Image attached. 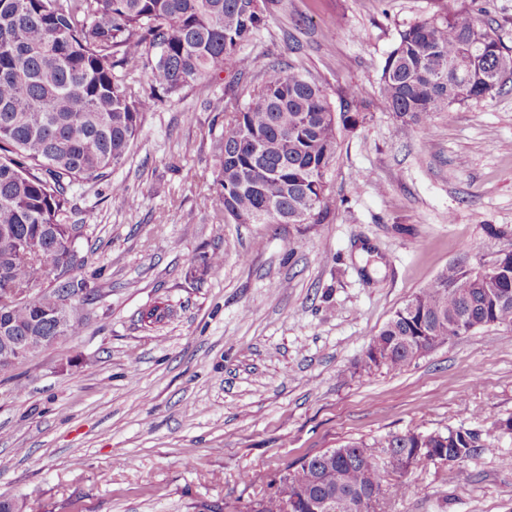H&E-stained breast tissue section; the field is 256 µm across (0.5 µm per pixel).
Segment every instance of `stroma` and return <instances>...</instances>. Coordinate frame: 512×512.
Wrapping results in <instances>:
<instances>
[{"mask_svg": "<svg viewBox=\"0 0 512 512\" xmlns=\"http://www.w3.org/2000/svg\"><path fill=\"white\" fill-rule=\"evenodd\" d=\"M495 23L512 0H266L240 81L193 83L146 112L110 183L74 190L97 295L76 336L0 376V497L19 512H243L289 465L350 441L512 417V330L486 326L396 372L365 351L449 263L512 249V80L422 125L375 109L401 30L446 8ZM272 63L307 71L339 129L322 224H216L211 134ZM224 267L187 278L202 254ZM171 314L155 327L141 312ZM454 466L414 465L379 512H512V434Z\"/></svg>", "mask_w": 512, "mask_h": 512, "instance_id": "obj_1", "label": "stroma"}]
</instances>
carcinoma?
Masks as SVG:
<instances>
[{
  "instance_id": "1",
  "label": "carcinoma",
  "mask_w": 512,
  "mask_h": 512,
  "mask_svg": "<svg viewBox=\"0 0 512 512\" xmlns=\"http://www.w3.org/2000/svg\"><path fill=\"white\" fill-rule=\"evenodd\" d=\"M264 22L259 0H0V291L44 289L13 305L0 334L75 336L95 288L81 276L88 258L69 244L72 189L102 181L125 160L155 93L175 94L219 73H248L241 51ZM159 49L152 55V49ZM512 76V50L496 29L464 9L437 12L399 34L373 106L419 125L456 104L493 96L497 76ZM147 77L151 91L140 90ZM212 139L221 206L214 219L236 224H319L332 202L326 180L338 126L360 113L333 112L317 80L272 65ZM214 252L190 268L193 278L221 268ZM67 300L72 319L56 330ZM459 322L478 329L512 327V259L490 276L448 264L414 293L371 339L387 352L384 368L415 360L425 336H446ZM512 418L477 429L407 432L378 443L411 457L417 449L458 467L491 452ZM305 502L297 512H360L370 481L383 485L371 447L357 441L302 461L283 475Z\"/></svg>"
}]
</instances>
